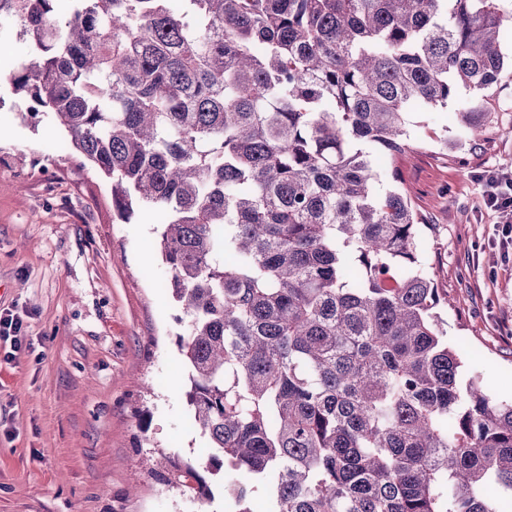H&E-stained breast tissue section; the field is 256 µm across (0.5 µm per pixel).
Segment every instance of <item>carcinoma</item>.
Masks as SVG:
<instances>
[{
  "label": "carcinoma",
  "instance_id": "cac0c4a2",
  "mask_svg": "<svg viewBox=\"0 0 512 512\" xmlns=\"http://www.w3.org/2000/svg\"><path fill=\"white\" fill-rule=\"evenodd\" d=\"M0 0L29 60L12 94L133 204L165 212L188 318L201 470L150 467L229 512H503L512 402L462 385L423 224L370 149H415L411 108L492 121L512 79L499 0Z\"/></svg>",
  "mask_w": 512,
  "mask_h": 512
}]
</instances>
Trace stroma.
Returning <instances> with one entry per match:
<instances>
[{"label": "stroma", "mask_w": 512, "mask_h": 512, "mask_svg": "<svg viewBox=\"0 0 512 512\" xmlns=\"http://www.w3.org/2000/svg\"><path fill=\"white\" fill-rule=\"evenodd\" d=\"M28 50L0 29V313L23 321L22 346L0 339V512H224V492L198 501L168 488L148 461L205 466L178 348L187 322L166 290L161 215L122 220L109 183L83 167L66 132L26 115L8 77ZM413 107L416 150L377 157L380 188L399 170L430 229L420 251L449 343L497 399L512 400V243L477 175L512 174V81L490 92L481 135L456 113ZM444 136L447 147L432 143Z\"/></svg>", "instance_id": "stroma-1"}]
</instances>
